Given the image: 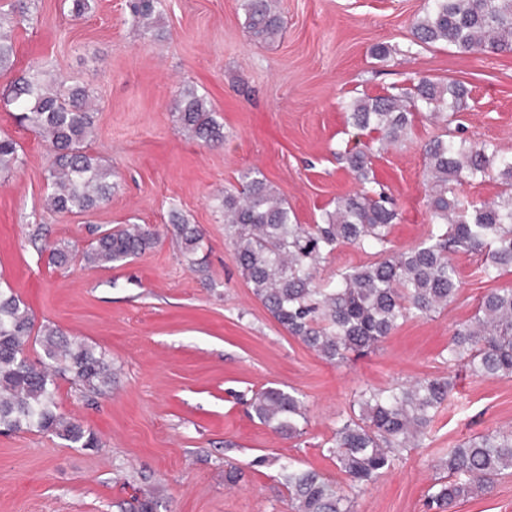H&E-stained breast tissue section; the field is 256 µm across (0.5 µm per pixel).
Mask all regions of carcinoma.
I'll return each mask as SVG.
<instances>
[{"instance_id":"obj_1","label":"carcinoma","mask_w":512,"mask_h":512,"mask_svg":"<svg viewBox=\"0 0 512 512\" xmlns=\"http://www.w3.org/2000/svg\"><path fill=\"white\" fill-rule=\"evenodd\" d=\"M164 0H128L130 21L145 36L164 37L159 21ZM244 25L255 43L283 36L284 21L275 0H239ZM418 46L446 45L458 54H512V0H427L413 22ZM14 45L0 22V71L12 66ZM470 90L461 81L422 76L398 96L358 98L348 105L347 123L363 135L377 134L378 148L403 143L415 117L450 123L458 118ZM86 88L42 68H32L0 93V106L49 143V208L83 213L112 197V169L88 152L92 135ZM188 135L206 144L224 143V124L206 96L190 86L172 101ZM429 186L430 228L425 239L402 251L389 247L397 219L382 192L363 189L340 197L317 224H299L286 199L256 169L241 176L239 189L224 192V229L234 245L241 275L253 295L289 334L332 364L373 351L402 323L430 317L454 302L461 281L450 255H487L491 278L512 269V154L492 143L471 145L445 133L423 148ZM361 184L373 182L372 147L338 153ZM19 162L17 143L0 138V172ZM496 174L504 185L490 203L465 202L452 185L482 181ZM174 235L189 257L202 231L172 212ZM157 234L140 224L113 228L75 250L49 244V264L67 269L75 262L117 267L145 253ZM340 244L374 257L327 281L319 267ZM43 351L40 365L28 360L30 340ZM442 361L460 366L472 378H512V288L485 294L472 316L448 342ZM92 394L112 386V365L83 343L70 341L56 327H35L34 318L13 291L0 289V428L35 429L55 434L75 448H96V435L58 411L55 376ZM455 387L452 377H423L382 389L361 391L336 420L327 452L352 487L367 486L385 474L405 452L421 447L436 416ZM251 409L260 423L290 438L303 435L306 412L301 395L269 387ZM443 471L428 490L430 512H457L465 501L490 492L499 477L512 474V429L468 438L438 461ZM283 485L294 512H354V498L315 470L290 461L281 466Z\"/></svg>"}]
</instances>
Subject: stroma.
<instances>
[{"label": "stroma", "mask_w": 512, "mask_h": 512, "mask_svg": "<svg viewBox=\"0 0 512 512\" xmlns=\"http://www.w3.org/2000/svg\"><path fill=\"white\" fill-rule=\"evenodd\" d=\"M285 31L251 41L239 0H166L165 39L143 38L127 0H97L73 18L64 0H32L30 21L13 25V68L0 90L41 66L89 90L90 150L112 169V198L85 213L46 205L50 149L0 107V136L21 163L0 175V280L37 324L102 353L115 380L106 394L56 380L63 413L100 445L75 448L36 430L0 431V512H130L150 491L156 512H292L280 465L288 459L345 485L326 452L355 391L447 376L440 359L456 327L487 291L512 288V270L483 273L484 256L456 253L457 299L430 319H411L374 351L326 362L288 334L252 294L224 231L221 196L260 170L301 224L319 222L338 197L361 190L339 148L357 143L345 106L401 91L409 78L458 79L471 90L458 135L512 153V55L462 56L414 45L425 0H276ZM390 47L383 60L378 44ZM207 95L224 142L207 145L181 130L171 101L179 88ZM444 127L416 118L402 145L372 154V171L398 213L394 249L429 228L423 146ZM178 212L203 231L202 264L183 256L169 223ZM128 223L159 235L157 245L112 268L48 263L47 244L83 248ZM296 389L307 422L301 437L274 433L249 413L262 389ZM512 426V379L461 377L424 440L355 496V512H425L444 449ZM241 480L224 482L226 462Z\"/></svg>", "instance_id": "35a3bbf8"}]
</instances>
